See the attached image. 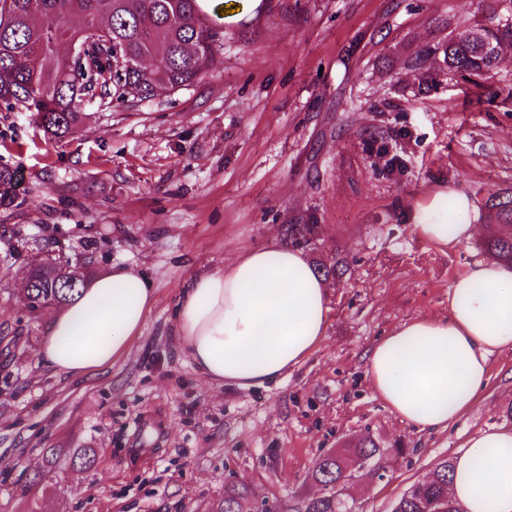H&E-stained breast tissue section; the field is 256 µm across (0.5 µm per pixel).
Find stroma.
Instances as JSON below:
<instances>
[{
	"label": "stroma",
	"mask_w": 512,
	"mask_h": 512,
	"mask_svg": "<svg viewBox=\"0 0 512 512\" xmlns=\"http://www.w3.org/2000/svg\"><path fill=\"white\" fill-rule=\"evenodd\" d=\"M512 0H262L225 27L215 66L193 86L121 107H92L63 142L30 114L0 108V163L24 169L32 203L0 210V512H220L224 490L305 512L323 488L316 460L372 435L385 471L355 472L351 512L397 500L481 431L512 429V351L493 355L485 389L448 429L421 432L374 392L366 354L395 327L448 313L454 280L476 262L486 201L512 191V51L476 103L443 77L427 96L398 79L416 52ZM464 191L472 238H419L412 207ZM318 231L329 279L324 341L281 379L250 390L208 383L181 349L177 298L192 276L237 252ZM61 246L89 276L125 264L156 301L128 352L72 377L36 362L51 309L29 314L21 269ZM93 449L96 464L46 470L47 449ZM40 483H32L34 473Z\"/></svg>",
	"instance_id": "obj_1"
}]
</instances>
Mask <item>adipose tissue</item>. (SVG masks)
Returning a JSON list of instances; mask_svg holds the SVG:
<instances>
[{
    "label": "adipose tissue",
    "mask_w": 512,
    "mask_h": 512,
    "mask_svg": "<svg viewBox=\"0 0 512 512\" xmlns=\"http://www.w3.org/2000/svg\"><path fill=\"white\" fill-rule=\"evenodd\" d=\"M476 206L442 187L416 204L410 222L429 242L469 240ZM156 296L151 279L113 266L53 313L39 364L81 375L111 366L141 332ZM327 282L285 245L240 252L193 276L178 299L177 334L210 383L239 389L283 377L319 347L330 311ZM512 350V267L479 262L455 279L448 314L395 328L367 352V374L389 411L421 431L447 429L489 379V358ZM448 493L463 512H512V430L473 437L453 461Z\"/></svg>",
    "instance_id": "1"
}]
</instances>
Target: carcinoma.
Instances as JSON below:
<instances>
[{"label": "carcinoma", "instance_id": "1", "mask_svg": "<svg viewBox=\"0 0 512 512\" xmlns=\"http://www.w3.org/2000/svg\"><path fill=\"white\" fill-rule=\"evenodd\" d=\"M102 26L95 38L89 25ZM224 26L207 17L199 0H0V103L28 112L38 127L61 141L83 121L88 105L122 106L151 100L159 90L178 91L194 85L215 62ZM65 40L84 45L82 54L66 58L57 46ZM512 48V17L495 13L487 22L421 50L407 65L417 90L445 74L461 76L476 87L497 68L501 51ZM30 201L22 169L0 164V208L10 210ZM491 232L482 240L484 253L512 265V193L489 196ZM313 224L288 225V241H310ZM31 302L36 313L45 305L70 302L82 288L51 278L48 270L30 271ZM367 461L379 470L386 462L370 437L320 457L314 476L324 484L322 496L305 512H347L344 491L351 467ZM452 461L440 462L423 481L414 483L393 512H460L448 497ZM244 486L224 490L222 512H241Z\"/></svg>", "mask_w": 512, "mask_h": 512}]
</instances>
